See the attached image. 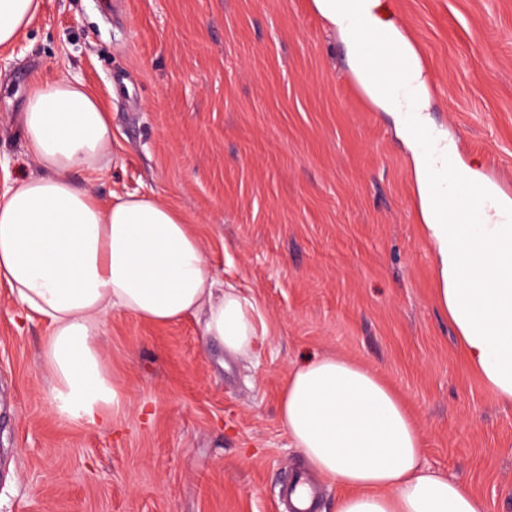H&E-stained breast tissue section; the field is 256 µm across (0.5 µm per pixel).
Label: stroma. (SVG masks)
I'll list each match as a JSON object with an SVG mask.
<instances>
[{
	"label": "stroma",
	"mask_w": 512,
	"mask_h": 512,
	"mask_svg": "<svg viewBox=\"0 0 512 512\" xmlns=\"http://www.w3.org/2000/svg\"><path fill=\"white\" fill-rule=\"evenodd\" d=\"M0 46V179L37 174L19 115L38 78L107 106L102 202L151 194L181 212L214 272L257 309L253 357L199 319L115 311L98 339L128 410L59 421L46 324L0 286V512H286L304 468L278 419L289 372L335 354L404 398L424 462L512 512V406L470 372L435 294L411 154L351 88L312 0H42ZM418 53L428 118L458 166L512 175V0H382Z\"/></svg>",
	"instance_id": "35a3bbf8"
}]
</instances>
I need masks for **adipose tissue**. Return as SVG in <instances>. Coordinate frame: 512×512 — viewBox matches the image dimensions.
<instances>
[{
    "label": "adipose tissue",
    "instance_id": "ef3b65f1",
    "mask_svg": "<svg viewBox=\"0 0 512 512\" xmlns=\"http://www.w3.org/2000/svg\"><path fill=\"white\" fill-rule=\"evenodd\" d=\"M312 4L413 152L440 307L468 367L498 403L512 405V208L490 204L474 172L456 166L447 138L429 129L423 66L401 29L382 18L381 0ZM39 8L40 0H0V45L13 43ZM363 30L399 46L397 71L376 75ZM20 124L41 173L0 185V284L48 326L42 362L56 417L92 430L125 411L98 345L115 310L156 324L201 316L204 336L229 355L250 356L256 306L224 287L178 210L134 194L105 204L74 183L73 172L98 176L112 160L105 104L79 81L40 78ZM449 189L473 198L475 223L437 211V194ZM278 417L309 468L341 489L336 512H487L464 485L425 465L423 432L405 401L360 363L321 355L295 367Z\"/></svg>",
    "mask_w": 512,
    "mask_h": 512
}]
</instances>
